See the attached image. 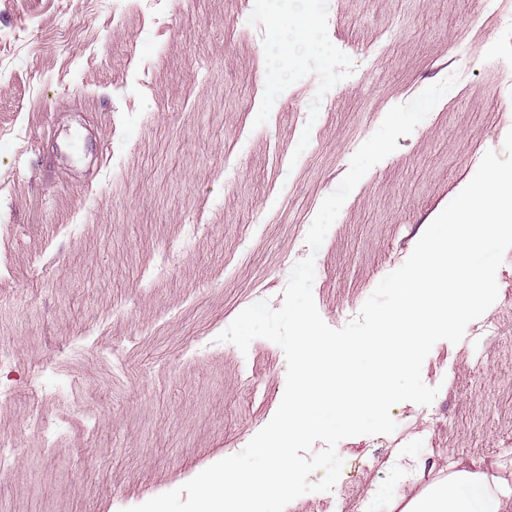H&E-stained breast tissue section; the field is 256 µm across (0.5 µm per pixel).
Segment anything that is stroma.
<instances>
[{"label": "stroma", "mask_w": 512, "mask_h": 512, "mask_svg": "<svg viewBox=\"0 0 512 512\" xmlns=\"http://www.w3.org/2000/svg\"><path fill=\"white\" fill-rule=\"evenodd\" d=\"M302 77L262 112L275 51L248 0H0V512H125L241 452L286 385L280 346L217 335L280 308L315 259L324 322L358 317L512 131V0H324ZM456 84L345 200L324 198L387 112ZM498 296L438 341L388 435L344 439L342 509L401 512L462 460L512 473V250ZM68 380L69 400L34 397ZM36 413L41 426L30 425ZM61 426L54 447L42 425ZM407 457L416 473L394 468Z\"/></svg>", "instance_id": "obj_1"}]
</instances>
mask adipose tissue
<instances>
[{"instance_id": "obj_1", "label": "adipose tissue", "mask_w": 512, "mask_h": 512, "mask_svg": "<svg viewBox=\"0 0 512 512\" xmlns=\"http://www.w3.org/2000/svg\"><path fill=\"white\" fill-rule=\"evenodd\" d=\"M269 38L278 49V64L269 78V87L282 89V72L293 60L291 48H311L318 31L319 19L307 7L298 11L273 8L269 11ZM403 512H512V481L488 476L454 462L447 479L437 482L426 492L412 498Z\"/></svg>"}]
</instances>
